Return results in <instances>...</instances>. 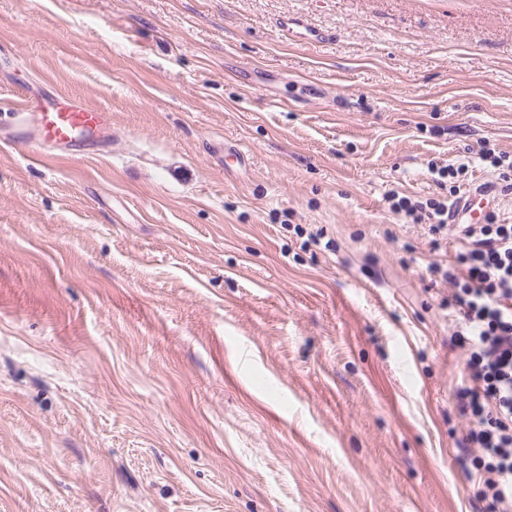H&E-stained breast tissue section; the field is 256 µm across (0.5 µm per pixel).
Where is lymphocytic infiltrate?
<instances>
[{"label":"lymphocytic infiltrate","mask_w":512,"mask_h":512,"mask_svg":"<svg viewBox=\"0 0 512 512\" xmlns=\"http://www.w3.org/2000/svg\"><path fill=\"white\" fill-rule=\"evenodd\" d=\"M389 200L393 212L427 226L433 249L447 228L457 235L454 261L429 263L425 276L447 287L459 316L449 344L463 356V378L452 405L467 426L462 447L476 466V508L512 512V224L452 226L451 200L420 203L396 193Z\"/></svg>","instance_id":"obj_1"}]
</instances>
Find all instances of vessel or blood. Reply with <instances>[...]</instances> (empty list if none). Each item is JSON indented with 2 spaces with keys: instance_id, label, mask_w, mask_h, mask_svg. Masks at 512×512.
<instances>
[{
  "instance_id": "obj_1",
  "label": "vessel or blood",
  "mask_w": 512,
  "mask_h": 512,
  "mask_svg": "<svg viewBox=\"0 0 512 512\" xmlns=\"http://www.w3.org/2000/svg\"><path fill=\"white\" fill-rule=\"evenodd\" d=\"M10 111L13 117L11 131L0 137V143L27 144L32 160L41 163L51 161L48 148L52 145L76 152L92 142L105 150L112 145L109 114L88 108L76 98L53 95L34 101L23 94ZM489 195V186L483 184L458 198L451 208L453 223H475V209L486 204Z\"/></svg>"
}]
</instances>
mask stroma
Listing matches in <instances>:
<instances>
[{
  "label": "stroma",
  "mask_w": 512,
  "mask_h": 512,
  "mask_svg": "<svg viewBox=\"0 0 512 512\" xmlns=\"http://www.w3.org/2000/svg\"><path fill=\"white\" fill-rule=\"evenodd\" d=\"M23 90L112 151L0 147V512H475L454 251L385 197L497 182L512 0H0ZM431 173L435 175L434 180L437 185L443 187L447 182L452 183L453 185L449 188L450 196H454L456 193V186L454 185L456 178L466 169L468 166L464 163H460L457 167L454 164L448 165H438L437 163H431L429 167Z\"/></svg>",
  "instance_id": "stroma-1"
}]
</instances>
